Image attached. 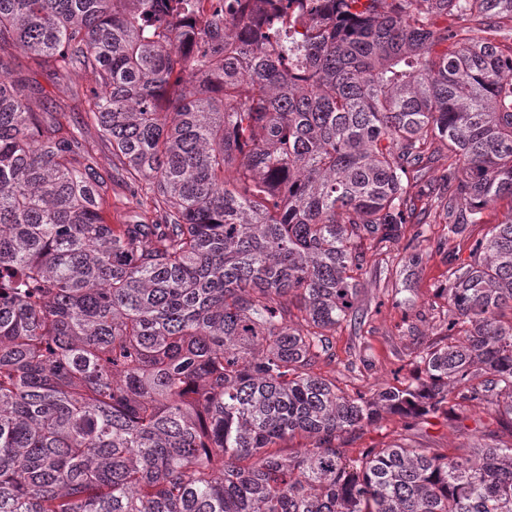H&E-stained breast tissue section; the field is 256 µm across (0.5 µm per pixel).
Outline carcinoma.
I'll list each match as a JSON object with an SVG mask.
<instances>
[{"label": "carcinoma", "instance_id": "1", "mask_svg": "<svg viewBox=\"0 0 512 512\" xmlns=\"http://www.w3.org/2000/svg\"><path fill=\"white\" fill-rule=\"evenodd\" d=\"M14 48L81 74L108 177ZM500 202L409 372L314 371L365 243ZM475 405L512 437V0H0V512H512L497 434L345 448ZM118 196L112 195V208L107 209L104 217L110 224H123L125 217L138 210L139 196L132 195L124 189L117 188ZM401 420L398 416H387L381 427H370L362 434L348 442L345 448H368V446L387 444L397 438L401 430Z\"/></svg>", "mask_w": 512, "mask_h": 512}]
</instances>
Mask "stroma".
<instances>
[{"mask_svg":"<svg viewBox=\"0 0 512 512\" xmlns=\"http://www.w3.org/2000/svg\"><path fill=\"white\" fill-rule=\"evenodd\" d=\"M12 66L28 76L36 96L44 104L66 106L69 121H81L84 107L73 98L71 89L80 84V74L53 80L32 71L25 54L11 52ZM441 225L427 227L420 239L426 254L419 266L401 260V246L377 251L364 268L358 306L367 317L360 328L342 325L330 338L327 356L316 369L335 377L337 386L348 392L363 391L390 381L392 370L407 365L435 338L440 318L432 310L433 293L445 282L451 267L469 262L465 242L449 240L443 251H435L434 240ZM495 417L480 407L464 411L457 420L438 418L420 424L409 434L412 444L441 454L470 446L484 435L499 432Z\"/></svg>","mask_w":512,"mask_h":512,"instance_id":"obj_1","label":"stroma"}]
</instances>
